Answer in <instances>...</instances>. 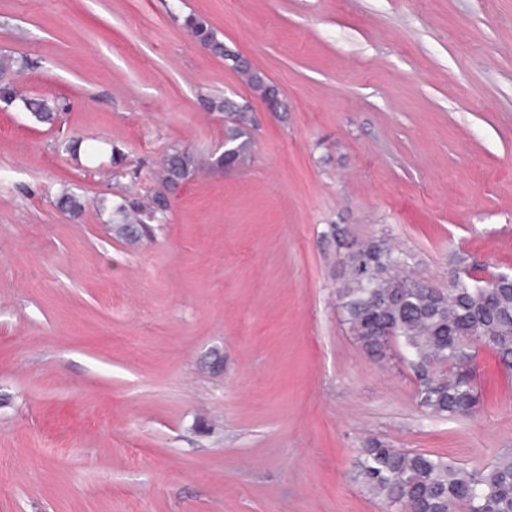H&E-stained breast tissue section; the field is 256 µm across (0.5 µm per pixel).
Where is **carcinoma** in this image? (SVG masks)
<instances>
[{"label":"carcinoma","mask_w":512,"mask_h":512,"mask_svg":"<svg viewBox=\"0 0 512 512\" xmlns=\"http://www.w3.org/2000/svg\"><path fill=\"white\" fill-rule=\"evenodd\" d=\"M182 26L210 46L215 56L230 60L251 88L266 98L276 87L241 65L212 25L194 13ZM33 64L28 57L0 52V102H11L39 124L50 126L64 104L58 99L30 98L18 93L13 76ZM209 109L231 120L224 140L232 146L225 163L242 167L251 158L255 120L238 101L214 96ZM216 158L173 148L163 158L155 178L161 188L190 180ZM56 206L73 215L85 200L62 190ZM164 212L158 191L124 197L112 205L116 237L135 245L153 235ZM345 272L337 291L345 323L362 348L383 358L397 345L417 382L420 410L432 417L468 419L480 412L474 366L481 348L494 351L512 369V282L474 275L476 266L454 261L460 278L448 289L422 288L407 274L408 258L399 248L370 241L345 254ZM360 475L365 488L381 499L386 512H512V450L481 467L463 466L428 453L399 450L373 439L362 449Z\"/></svg>","instance_id":"1"}]
</instances>
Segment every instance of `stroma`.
Listing matches in <instances>:
<instances>
[{"label":"stroma","mask_w":512,"mask_h":512,"mask_svg":"<svg viewBox=\"0 0 512 512\" xmlns=\"http://www.w3.org/2000/svg\"><path fill=\"white\" fill-rule=\"evenodd\" d=\"M190 12L284 108L129 246L97 199L144 192L170 147L223 150L206 98L253 96ZM0 50L65 105L51 128L0 111V512H386L369 439L469 467L512 448L493 353L477 417L433 418L337 302L350 243L397 242L439 289L457 254L512 272V0H0ZM115 148L139 179L109 177ZM182 26L194 39L208 44L215 56L223 58L224 60H231L233 68L245 79L254 91L265 98H273L275 96L276 87L269 84L260 74L252 72L249 67L241 65L239 54L229 49L224 44V41L218 37L215 29L205 18L195 13H189L183 17ZM196 40H194L195 44L200 49L212 54L208 47Z\"/></svg>","instance_id":"stroma-1"}]
</instances>
